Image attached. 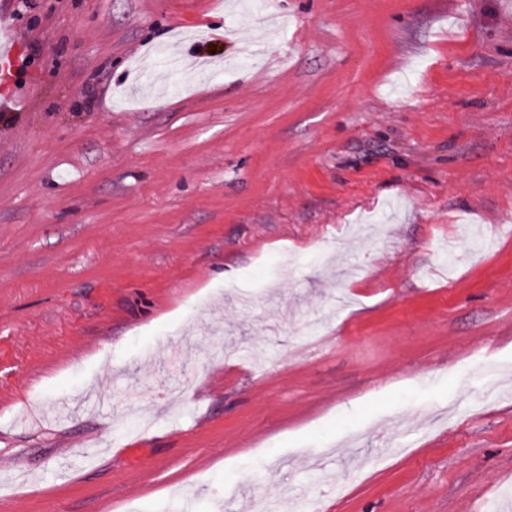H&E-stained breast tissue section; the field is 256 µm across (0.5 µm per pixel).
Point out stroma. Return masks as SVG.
Listing matches in <instances>:
<instances>
[{"label":"stroma","instance_id":"stroma-1","mask_svg":"<svg viewBox=\"0 0 512 512\" xmlns=\"http://www.w3.org/2000/svg\"><path fill=\"white\" fill-rule=\"evenodd\" d=\"M10 9L0 512H512V0Z\"/></svg>","mask_w":512,"mask_h":512}]
</instances>
